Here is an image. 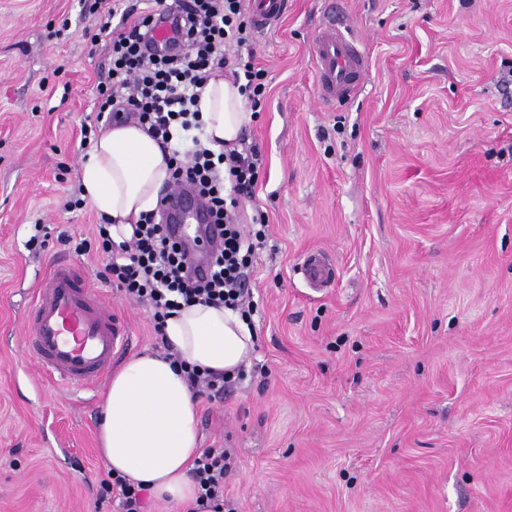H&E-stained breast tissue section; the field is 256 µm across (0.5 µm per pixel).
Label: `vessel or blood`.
Listing matches in <instances>:
<instances>
[{
	"mask_svg": "<svg viewBox=\"0 0 512 512\" xmlns=\"http://www.w3.org/2000/svg\"><path fill=\"white\" fill-rule=\"evenodd\" d=\"M287 10L288 0H255L253 18L264 30L278 23ZM153 38L162 53L181 40L170 21L158 18L153 21ZM312 58L318 96L324 102L353 96L368 71L358 41L345 36L332 16L312 43ZM165 212L170 234L193 242L191 224L203 212L198 199L176 191ZM25 323L29 354L50 382L74 397L95 392L111 373L116 357L133 343L124 321L72 262L54 264L40 279Z\"/></svg>",
	"mask_w": 512,
	"mask_h": 512,
	"instance_id": "obj_1",
	"label": "vessel or blood"
}]
</instances>
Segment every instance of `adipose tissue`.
<instances>
[{"instance_id":"obj_1","label":"adipose tissue","mask_w":512,"mask_h":512,"mask_svg":"<svg viewBox=\"0 0 512 512\" xmlns=\"http://www.w3.org/2000/svg\"><path fill=\"white\" fill-rule=\"evenodd\" d=\"M205 143L219 153L236 146L251 124L240 87L214 72L199 97ZM169 154L140 124L112 125L94 140L81 163L83 196L110 220L114 241L131 239L142 214L156 208L169 175ZM168 350L124 361L103 397L101 455L113 474L146 485L176 512H191L197 489L190 477L200 454L197 399L184 372L172 361L234 374L249 365L254 336L239 312L194 303L169 317Z\"/></svg>"}]
</instances>
